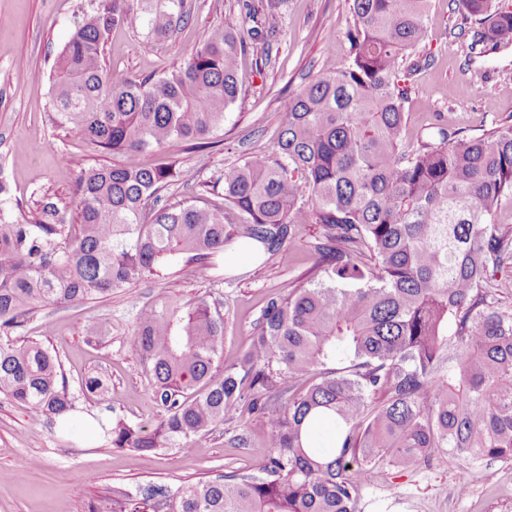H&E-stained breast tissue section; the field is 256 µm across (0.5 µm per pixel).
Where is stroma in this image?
Masks as SVG:
<instances>
[{
    "label": "stroma",
    "instance_id": "35a3bbf8",
    "mask_svg": "<svg viewBox=\"0 0 512 512\" xmlns=\"http://www.w3.org/2000/svg\"><path fill=\"white\" fill-rule=\"evenodd\" d=\"M251 2L258 11L253 19L238 0H186L188 22L161 41L147 40L142 30L124 25L107 36L112 72L138 79L180 67L226 17H235L243 31L257 21L276 30L272 46L249 42L239 71L242 93L217 132L215 146L173 156L161 150L139 155L143 165L172 163L181 170V181L164 193V201L204 193L210 203L222 205L221 193H206L204 181L224 165L273 151L286 120L284 98L350 56L351 0H282L276 10L268 9L266 0ZM97 4L0 0V177L24 209L49 195L59 199L67 218H74V161L88 167L114 161L66 137L52 122L55 59ZM427 26V37L413 55L430 58L432 66L408 80L406 147H414L419 132L439 114L468 136L481 134L495 121L512 123V46L473 58L470 43L477 24L463 17L454 0H430ZM263 56L266 66L256 67ZM320 232L319 225H310L304 241L256 260L233 261L218 254L205 269L180 256L165 277L135 279L110 299L39 309L21 336L44 340L59 351L70 386L91 371L110 376L111 403L78 400L77 418L63 431L34 421L24 406L0 396V512H112V494L119 490L188 483L232 470L256 472L260 459L254 448L225 447L220 428L196 437L187 453L176 448L142 453L107 445L99 421L111 410L148 429L158 419L149 380L128 346L143 305L170 301L189 308L202 299L219 304L224 316L220 363L232 364L250 344L267 297L288 292L308 276L311 245ZM48 322L54 332L47 337L43 328ZM91 322L103 329L100 343L87 342L83 334ZM461 464V459L444 457L416 470L376 471L364 492V512H512L511 462L483 468L462 497L455 489Z\"/></svg>",
    "mask_w": 512,
    "mask_h": 512
}]
</instances>
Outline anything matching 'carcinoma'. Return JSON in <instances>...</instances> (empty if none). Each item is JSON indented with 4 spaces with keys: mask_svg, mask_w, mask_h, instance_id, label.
<instances>
[{
    "mask_svg": "<svg viewBox=\"0 0 512 512\" xmlns=\"http://www.w3.org/2000/svg\"><path fill=\"white\" fill-rule=\"evenodd\" d=\"M103 0L84 14L53 72L55 122L119 164L83 167L75 225L58 202L33 222L0 208V394L67 426L76 395L105 401L91 372L73 392L56 351L13 332L40 307L104 299L178 254L273 255L303 240L292 218L308 202L322 233L317 281L268 297L251 343L217 373L224 318L202 300L141 308L129 346L161 408L147 432L121 416L101 424L114 448L151 453L189 442L243 414L267 428L257 473L123 491L112 512H361L368 474L443 455L466 462L456 485L512 461V124L464 138L442 115L418 148L403 146L407 90L400 67L427 36L429 0H352L349 60L288 95L277 149L224 166L202 197L160 203L180 179L140 153L207 144L240 94L246 38L212 29L183 66L162 77H119L106 35L125 24L165 38L187 20L184 0ZM480 21L472 47L512 43V10L459 0ZM337 364L330 369L328 365ZM253 447L249 428L224 430Z\"/></svg>",
    "mask_w": 512,
    "mask_h": 512,
    "instance_id": "cac0c4a2",
    "label": "carcinoma"
}]
</instances>
